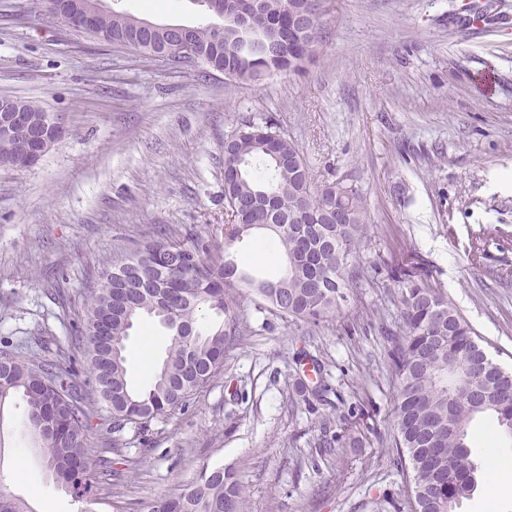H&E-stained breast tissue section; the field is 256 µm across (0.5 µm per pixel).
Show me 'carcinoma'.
Instances as JSON below:
<instances>
[{"label": "carcinoma", "instance_id": "obj_1", "mask_svg": "<svg viewBox=\"0 0 512 512\" xmlns=\"http://www.w3.org/2000/svg\"><path fill=\"white\" fill-rule=\"evenodd\" d=\"M314 0H258L249 29L225 19V0H214L210 20L189 27L175 39L165 27L146 30L139 18L97 10V0H67L68 11H97L88 36L118 47H132L145 58H180L192 46L188 64L207 75L224 74L227 86L258 81L274 73H300L316 56L321 32L305 33L291 16L312 8ZM35 131L45 132L46 109L22 102ZM26 141L0 137V159L24 154ZM224 201L228 220L224 243L195 231L184 238L160 233L98 275L89 291L77 341L89 378L61 362L62 355L20 358L0 353V409L17 395L27 404L25 424L52 410V426L39 432L46 467L60 486L79 500L98 494L95 475L101 461L86 443L89 407L85 386L112 410L114 428L145 427L154 418L189 404L224 365V350L243 332L236 294L254 293L257 306L314 326L336 312L347 291L361 286L353 259L367 239L370 220L363 189L338 178L316 187L297 144L277 126L244 125L224 146ZM267 225L286 260L310 252L312 260L287 265L273 280L254 282L228 260V248L260 225ZM400 330L386 326L387 356L396 378L392 423L379 435L393 449L402 474L404 498L387 504L394 512H456L479 485V467L469 427L489 418L512 439V372L486 356L491 371L473 368L486 352L483 339L446 293L407 271L398 278ZM224 315L206 324L207 311ZM154 317L170 336L161 368L141 389L127 380L126 342L134 322ZM245 486L230 470L202 468L175 497L161 496L150 512H241ZM0 512H32L28 503L0 492Z\"/></svg>", "mask_w": 512, "mask_h": 512}]
</instances>
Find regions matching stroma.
Masks as SVG:
<instances>
[{"instance_id": "1", "label": "stroma", "mask_w": 512, "mask_h": 512, "mask_svg": "<svg viewBox=\"0 0 512 512\" xmlns=\"http://www.w3.org/2000/svg\"><path fill=\"white\" fill-rule=\"evenodd\" d=\"M106 3L159 24L207 19L192 0ZM1 97L61 114L66 130L36 165L0 167V351L29 357L46 343L80 359L71 338L98 271L160 230L223 240L224 139L242 125L275 123L316 183L350 176L370 212L358 257L370 285L319 325L257 309L243 292L248 332L188 406L118 432L111 411L92 405L88 446L111 469L96 502L58 486L23 427V398L1 410L0 490L33 512H113L116 500L123 512H148L205 466L236 474L244 512H385L403 482L375 437L394 388L372 325L398 328L389 271L407 262L512 370V0H332L305 74L232 89L221 75L65 35L27 0H0ZM486 227L511 239L472 259L471 238ZM266 236L255 231L230 251L256 280L282 265L257 258L254 242ZM167 344L155 320L134 325L133 387ZM319 378L342 397L338 411L310 400ZM326 432L345 445L310 467Z\"/></svg>"}]
</instances>
